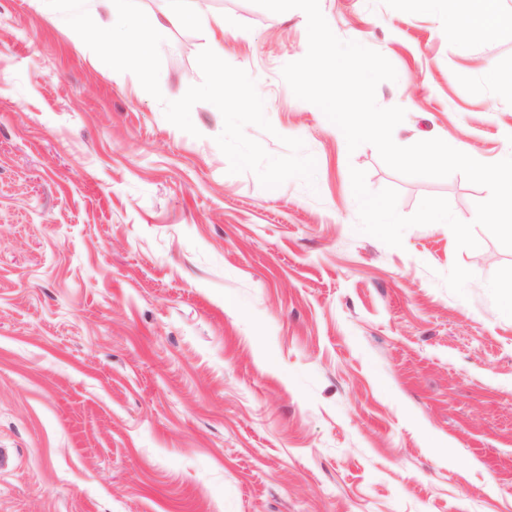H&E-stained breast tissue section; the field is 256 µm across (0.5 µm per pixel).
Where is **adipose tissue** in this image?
<instances>
[{
	"mask_svg": "<svg viewBox=\"0 0 512 512\" xmlns=\"http://www.w3.org/2000/svg\"><path fill=\"white\" fill-rule=\"evenodd\" d=\"M500 0H448L446 35L456 43L487 37L512 26V14L502 12Z\"/></svg>",
	"mask_w": 512,
	"mask_h": 512,
	"instance_id": "1",
	"label": "adipose tissue"
}]
</instances>
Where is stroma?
I'll return each instance as SVG.
<instances>
[{
	"mask_svg": "<svg viewBox=\"0 0 512 512\" xmlns=\"http://www.w3.org/2000/svg\"><path fill=\"white\" fill-rule=\"evenodd\" d=\"M319 3L395 67L376 101L405 109L398 145L512 155V97L484 75L512 69V29L460 45L444 0ZM138 4L223 17L275 129L247 135L273 155L301 138L315 182L229 173L213 104L190 135L36 0H0V512H512V249L480 226L457 249L444 224L387 246L357 229L350 171L405 216L443 197L470 222L488 189L348 150L281 76L301 10ZM163 36L176 100L211 34Z\"/></svg>",
	"mask_w": 512,
	"mask_h": 512,
	"instance_id": "1",
	"label": "stroma"
}]
</instances>
